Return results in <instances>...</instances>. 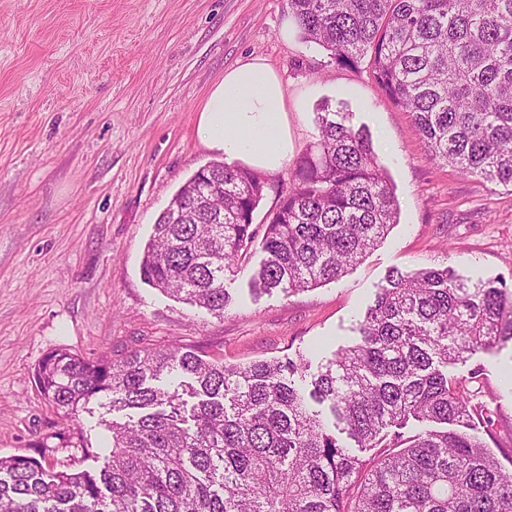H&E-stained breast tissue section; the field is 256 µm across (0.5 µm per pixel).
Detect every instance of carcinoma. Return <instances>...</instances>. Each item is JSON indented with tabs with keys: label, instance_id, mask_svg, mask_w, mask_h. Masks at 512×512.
<instances>
[{
	"label": "carcinoma",
	"instance_id": "1",
	"mask_svg": "<svg viewBox=\"0 0 512 512\" xmlns=\"http://www.w3.org/2000/svg\"><path fill=\"white\" fill-rule=\"evenodd\" d=\"M287 2L303 41L339 63L368 60L431 159L512 187V0ZM317 124L261 231L265 180L223 162L198 169L153 224L144 281L221 316L225 281L254 249L257 296L308 291L362 261L398 223L397 199L364 131L327 111ZM358 333L312 374L301 356L226 366L173 344L48 354L42 395L72 419L99 401L108 456L68 473L0 455V512H512V468L474 434L495 436L500 415L480 370L452 372L512 342V290L396 269ZM412 420L441 428L403 432ZM342 434L375 454H352Z\"/></svg>",
	"mask_w": 512,
	"mask_h": 512
}]
</instances>
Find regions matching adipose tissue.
<instances>
[{"label":"adipose tissue","instance_id":"1","mask_svg":"<svg viewBox=\"0 0 512 512\" xmlns=\"http://www.w3.org/2000/svg\"><path fill=\"white\" fill-rule=\"evenodd\" d=\"M284 84L263 59L228 69L206 98L196 132L202 146L264 172L288 161V126L283 111Z\"/></svg>","mask_w":512,"mask_h":512}]
</instances>
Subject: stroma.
Returning a JSON list of instances; mask_svg holds the SVG:
<instances>
[{
  "mask_svg": "<svg viewBox=\"0 0 512 512\" xmlns=\"http://www.w3.org/2000/svg\"><path fill=\"white\" fill-rule=\"evenodd\" d=\"M287 0H0V454L54 470L96 469L109 437L81 413L89 448L40 393L38 363L178 343L225 364L303 353L312 366L351 344L392 270L444 268L512 284V189L429 158L411 116L330 51L282 37ZM261 58L283 79L300 154L321 107L367 131L399 222L338 281L252 298L254 254L216 318L141 277L158 215L214 161L199 111L226 69ZM485 398L512 424V346L473 355Z\"/></svg>",
  "mask_w": 512,
  "mask_h": 512,
  "instance_id": "35a3bbf8",
  "label": "stroma"
}]
</instances>
